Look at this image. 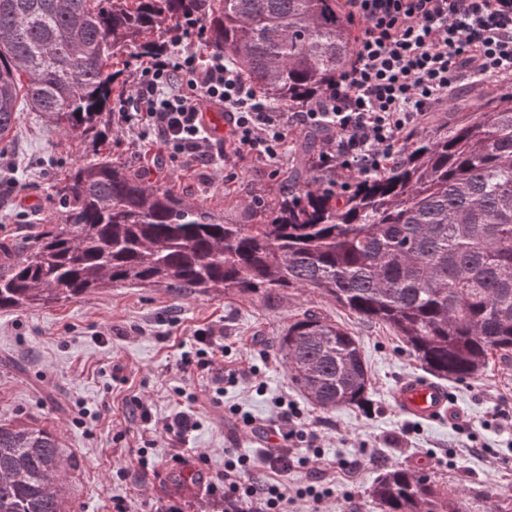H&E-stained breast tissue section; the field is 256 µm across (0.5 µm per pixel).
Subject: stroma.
<instances>
[{"label": "stroma", "mask_w": 512, "mask_h": 512, "mask_svg": "<svg viewBox=\"0 0 512 512\" xmlns=\"http://www.w3.org/2000/svg\"><path fill=\"white\" fill-rule=\"evenodd\" d=\"M14 162L0 174V245L22 251L43 224L62 217L59 191L74 165L96 154L112 155L148 181L183 200L204 204L231 224L251 223L250 207L278 193L281 176L251 159L226 171L222 160L194 168L158 156L156 146L134 142L130 133L106 127L103 135L69 137L46 127L37 112L21 110L14 129L0 141ZM329 317L362 346L372 379L362 408L326 411L311 404L291 383L273 343L306 311ZM224 330V364L254 368L248 381L226 387L225 406L239 407L256 424H269L278 400L295 404L324 451L308 468L288 474L305 481L308 469L329 467L336 477L330 512H379L371 488L382 468L403 467L427 476L441 493L463 498L468 512H489L492 498L512 502V429L497 415L512 412V360H496L475 379L451 380L453 413L437 422L407 415L393 400L397 386L424 375L404 341L388 327L359 319L313 290L291 288L248 297L236 291L176 292L162 286L113 284L46 307L0 310V421L56 430L72 458L62 485L71 512H111L116 498L149 512L154 500L196 494L195 479L165 467L157 478L120 482L114 467L131 465L127 451L147 447L164 460L169 441L132 415L131 402L153 405L157 419L173 414L174 387H185L202 425L189 445L206 453L207 474L224 469V451L255 455L269 438L245 428L242 419L221 418L205 377L180 371V355L195 330ZM91 413L79 424L81 410ZM379 452L382 463L370 462ZM360 460L358 470L346 461Z\"/></svg>", "instance_id": "35a3bbf8"}]
</instances>
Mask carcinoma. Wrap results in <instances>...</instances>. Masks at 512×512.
Instances as JSON below:
<instances>
[{
  "instance_id": "1",
  "label": "carcinoma",
  "mask_w": 512,
  "mask_h": 512,
  "mask_svg": "<svg viewBox=\"0 0 512 512\" xmlns=\"http://www.w3.org/2000/svg\"><path fill=\"white\" fill-rule=\"evenodd\" d=\"M192 18L266 104L304 108L355 51L339 0H0V140L17 112L68 136L100 133L120 70ZM450 123L415 135L377 174L345 175L343 198L316 173L308 142L294 186L228 224L146 183L109 155L71 168L64 214L0 272V309L76 299L115 283L247 295L319 291L401 336L441 379L512 357V91L453 103ZM292 384L324 410L362 407L370 375L357 339L306 311L276 341ZM56 431L0 422V512H68ZM380 512H466L406 468L372 487Z\"/></svg>"
}]
</instances>
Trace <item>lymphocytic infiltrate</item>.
<instances>
[{
    "label": "lymphocytic infiltrate",
    "mask_w": 512,
    "mask_h": 512,
    "mask_svg": "<svg viewBox=\"0 0 512 512\" xmlns=\"http://www.w3.org/2000/svg\"><path fill=\"white\" fill-rule=\"evenodd\" d=\"M343 9L350 22L362 25L355 54L314 105L296 112L266 109L222 54L183 48L184 38L199 32L194 21L175 26L170 43L142 62L112 122L138 140L159 141L171 157L188 163L250 156L271 167L282 158L290 128L317 130L323 134L319 169L369 175L399 156L427 114L440 110L462 84L512 80V0H344ZM208 106L224 114L223 138H213L203 121ZM223 335L220 329L195 331L197 351L180 357L182 372L209 374L217 397L225 383L248 376L219 366ZM199 426L194 409L184 406L163 421L171 463H184L185 445ZM269 432L282 445L263 449L258 461L225 451L223 472L205 487L206 505L212 512H288L300 501L307 512H327L334 490L326 470L299 485L286 479L318 452L301 412L287 408ZM255 463L265 477L244 481Z\"/></svg>",
    "instance_id": "1"
}]
</instances>
